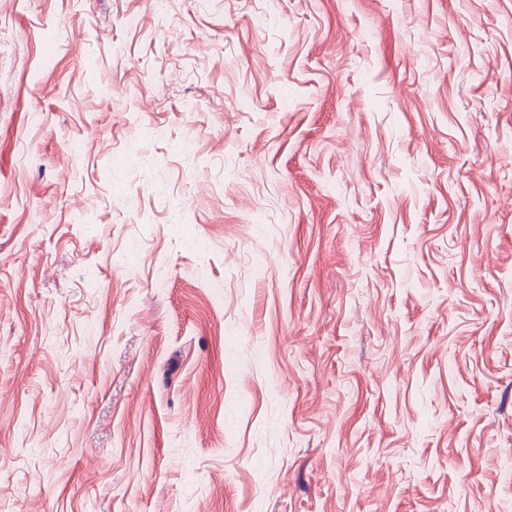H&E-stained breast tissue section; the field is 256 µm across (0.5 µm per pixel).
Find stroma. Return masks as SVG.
<instances>
[{
	"instance_id": "stroma-1",
	"label": "stroma",
	"mask_w": 512,
	"mask_h": 512,
	"mask_svg": "<svg viewBox=\"0 0 512 512\" xmlns=\"http://www.w3.org/2000/svg\"><path fill=\"white\" fill-rule=\"evenodd\" d=\"M0 512H512V0H0Z\"/></svg>"
}]
</instances>
